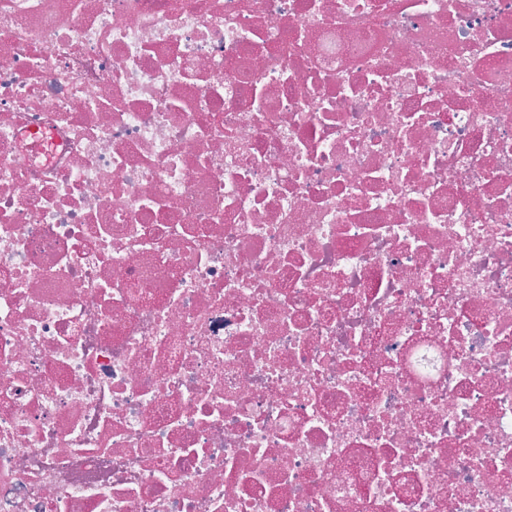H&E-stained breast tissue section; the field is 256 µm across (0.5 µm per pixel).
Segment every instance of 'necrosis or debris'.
Returning <instances> with one entry per match:
<instances>
[{
  "label": "necrosis or debris",
  "mask_w": 512,
  "mask_h": 512,
  "mask_svg": "<svg viewBox=\"0 0 512 512\" xmlns=\"http://www.w3.org/2000/svg\"><path fill=\"white\" fill-rule=\"evenodd\" d=\"M0 512H512V0H0Z\"/></svg>",
  "instance_id": "obj_1"
}]
</instances>
